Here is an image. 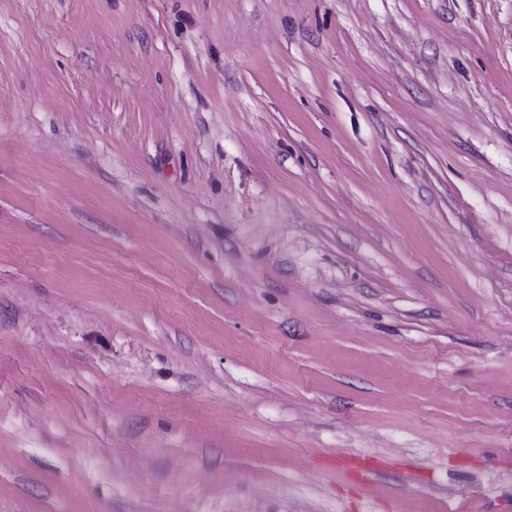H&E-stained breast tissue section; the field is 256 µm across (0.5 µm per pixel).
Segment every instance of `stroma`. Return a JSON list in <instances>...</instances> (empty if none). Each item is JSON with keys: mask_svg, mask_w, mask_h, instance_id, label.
<instances>
[{"mask_svg": "<svg viewBox=\"0 0 512 512\" xmlns=\"http://www.w3.org/2000/svg\"><path fill=\"white\" fill-rule=\"evenodd\" d=\"M0 512H512V0H0Z\"/></svg>", "mask_w": 512, "mask_h": 512, "instance_id": "35a3bbf8", "label": "stroma"}]
</instances>
